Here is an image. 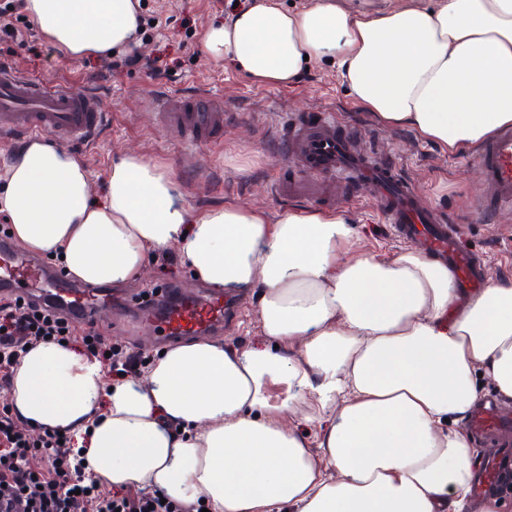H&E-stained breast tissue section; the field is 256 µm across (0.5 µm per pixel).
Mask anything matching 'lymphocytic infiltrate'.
<instances>
[{
	"instance_id": "f902f5d3",
	"label": "lymphocytic infiltrate",
	"mask_w": 512,
	"mask_h": 512,
	"mask_svg": "<svg viewBox=\"0 0 512 512\" xmlns=\"http://www.w3.org/2000/svg\"><path fill=\"white\" fill-rule=\"evenodd\" d=\"M78 344L105 358L110 374L135 377L142 362L106 343L99 330L79 326L56 310L15 297H0V387L9 388L19 356L39 343ZM72 451L71 438L58 430L34 427L0 407V512H201L202 502L181 503L159 490L106 487L86 478Z\"/></svg>"
}]
</instances>
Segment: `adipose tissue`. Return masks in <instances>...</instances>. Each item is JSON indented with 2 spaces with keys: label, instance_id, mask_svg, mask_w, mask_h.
<instances>
[{
  "label": "adipose tissue",
  "instance_id": "1",
  "mask_svg": "<svg viewBox=\"0 0 512 512\" xmlns=\"http://www.w3.org/2000/svg\"><path fill=\"white\" fill-rule=\"evenodd\" d=\"M25 6L72 60L122 48L139 23L134 0ZM202 50L270 87L332 62L360 108L455 152L512 124V0L360 13L251 0ZM0 210L27 249L62 256L90 285L138 280L151 251L173 248L213 288L259 291L262 348L188 340L144 379L111 384L67 344L21 357L15 412L84 439L102 482L201 499L209 512H469L474 462L455 424L478 402L477 375L512 400V281L458 303L445 264L358 251L341 214L196 215L138 156L113 163L95 202L84 162L41 139L0 165Z\"/></svg>",
  "mask_w": 512,
  "mask_h": 512
}]
</instances>
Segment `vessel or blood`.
I'll use <instances>...</instances> for the list:
<instances>
[{"mask_svg":"<svg viewBox=\"0 0 512 512\" xmlns=\"http://www.w3.org/2000/svg\"><path fill=\"white\" fill-rule=\"evenodd\" d=\"M161 118L165 125L197 142L223 132L228 116L210 95L200 94L187 100H164ZM107 120L98 96L70 87L48 86L22 76L12 67L0 66L1 132L48 135L68 144L90 140ZM287 156L305 172L317 176L320 190L311 192L297 180H277L270 190L278 198H315L330 204L335 200V177L352 174L395 233L446 263L465 292L484 288L485 275L464 246L459 226L423 205L411 183L358 150L349 137L337 132L330 116L312 121L293 118L287 135ZM476 160L487 186V199L479 215L488 218L512 212V128L499 129L479 150ZM0 291L22 293L80 323H95L112 314L110 290L76 287L43 263L21 256L13 247L0 251ZM134 307L139 322L153 327L163 342L208 334L224 325L225 304L219 294L188 295L163 288L151 302L139 299ZM511 426V419L491 408L476 411L468 422L470 432L484 438ZM511 482L512 449L508 448L487 457L471 492L481 499Z\"/></svg>","mask_w":512,"mask_h":512,"instance_id":"obj_1","label":"vessel or blood"}]
</instances>
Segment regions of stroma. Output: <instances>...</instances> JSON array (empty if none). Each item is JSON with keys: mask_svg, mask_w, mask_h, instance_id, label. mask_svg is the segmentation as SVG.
Returning <instances> with one entry per match:
<instances>
[{"mask_svg": "<svg viewBox=\"0 0 512 512\" xmlns=\"http://www.w3.org/2000/svg\"><path fill=\"white\" fill-rule=\"evenodd\" d=\"M230 12L223 0H144L140 13L152 25L135 42L139 53L177 57L183 41L194 53L169 80L113 68L108 57L67 60L56 52L44 58L48 41L39 32L15 47L8 64L24 76L82 88L103 100L108 126L90 141L69 148L91 172L92 200L103 199L113 161L135 155L167 170L177 198L193 213L234 204L260 209L269 219H276L289 207L269 191L284 165L285 120L292 112H325L342 121L344 131L360 148L410 180L425 203L458 222L466 242L481 256L487 278L512 280V214L488 222L475 216L474 208L486 187L474 153L453 152L422 140L409 129L383 126L354 105L330 66H312L291 86L265 88L249 83L230 63L213 60L202 50L206 31ZM186 17L191 20L187 27L182 24ZM199 92L222 102L232 115L222 139L190 143L161 121V98ZM333 209L351 220L360 250L387 258L406 250V242L391 234L372 201L356 185H349L347 195L337 196ZM175 284L188 291L197 287L187 262L180 259L163 269L148 261L141 279L117 289V311L128 312L141 289ZM257 298L254 288L237 296V315L221 342L244 349L265 344Z\"/></svg>", "mask_w": 512, "mask_h": 512, "instance_id": "stroma-1", "label": "stroma"}]
</instances>
